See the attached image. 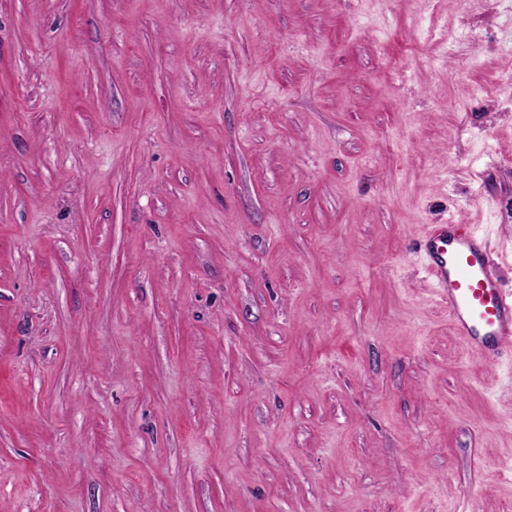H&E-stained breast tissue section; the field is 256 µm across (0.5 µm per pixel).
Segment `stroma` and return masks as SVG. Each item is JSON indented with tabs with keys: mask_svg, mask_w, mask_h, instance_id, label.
Returning <instances> with one entry per match:
<instances>
[{
	"mask_svg": "<svg viewBox=\"0 0 512 512\" xmlns=\"http://www.w3.org/2000/svg\"><path fill=\"white\" fill-rule=\"evenodd\" d=\"M512 0H0V512H512ZM424 269L467 354L512 364V291L502 287L484 238L470 224H432L420 241Z\"/></svg>",
	"mask_w": 512,
	"mask_h": 512,
	"instance_id": "stroma-1",
	"label": "stroma"
}]
</instances>
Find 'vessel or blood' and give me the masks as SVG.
<instances>
[{
  "mask_svg": "<svg viewBox=\"0 0 512 512\" xmlns=\"http://www.w3.org/2000/svg\"><path fill=\"white\" fill-rule=\"evenodd\" d=\"M424 269L467 354L512 357V291L502 287L484 238L468 224L431 225L420 241Z\"/></svg>",
  "mask_w": 512,
  "mask_h": 512,
  "instance_id": "obj_1",
  "label": "vessel or blood"
}]
</instances>
